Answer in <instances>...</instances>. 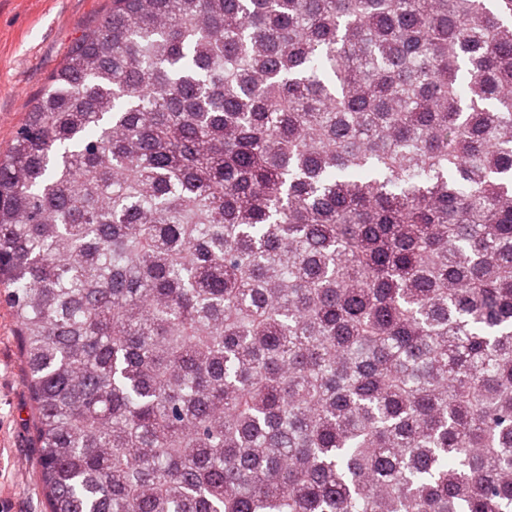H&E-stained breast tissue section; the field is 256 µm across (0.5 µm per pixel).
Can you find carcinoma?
Segmentation results:
<instances>
[{"label":"carcinoma","instance_id":"obj_1","mask_svg":"<svg viewBox=\"0 0 512 512\" xmlns=\"http://www.w3.org/2000/svg\"><path fill=\"white\" fill-rule=\"evenodd\" d=\"M15 140L48 512H512V0H112Z\"/></svg>","mask_w":512,"mask_h":512}]
</instances>
